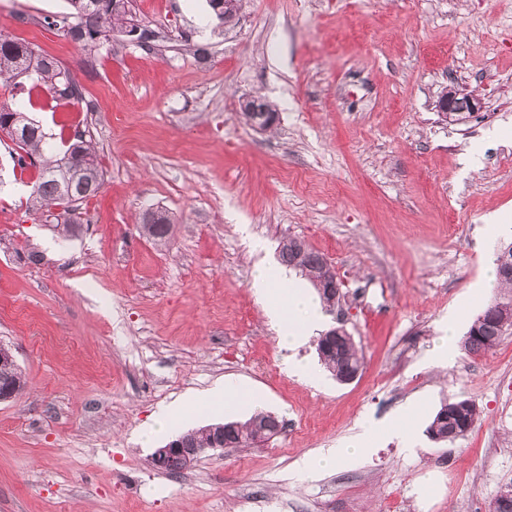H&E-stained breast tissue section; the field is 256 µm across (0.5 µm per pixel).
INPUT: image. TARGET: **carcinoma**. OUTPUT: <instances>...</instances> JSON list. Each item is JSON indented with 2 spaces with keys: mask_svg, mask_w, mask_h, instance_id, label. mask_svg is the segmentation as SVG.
<instances>
[{
  "mask_svg": "<svg viewBox=\"0 0 512 512\" xmlns=\"http://www.w3.org/2000/svg\"><path fill=\"white\" fill-rule=\"evenodd\" d=\"M68 12L44 19L47 28L65 32L74 25L72 40L86 48L95 47L112 34L119 33L137 20L132 0H67ZM0 88L43 94L42 106L54 109L61 105L84 102L79 83L58 62L33 44L0 34ZM18 134L14 164L21 169L37 171L31 197L33 209L45 214L64 207L65 216L54 218L51 228L62 237H74L82 230L81 209L95 197L102 185L103 169L96 143L89 128L77 123V137L68 141L47 133L25 112L0 103V131L7 124ZM159 219L147 223L142 216L145 234L160 244L169 242L172 234L170 217L160 211ZM282 264L296 268L309 279L324 307H329L330 287L336 285V274L327 259L296 238L280 242ZM496 274L505 292L490 301L466 332L464 347L473 353L489 352L503 337L512 335V242L502 245L496 254ZM318 355L325 368L342 382L363 366V355L353 340L337 336L318 339ZM26 380L14 362L0 365V386L18 395ZM478 421L476 405L469 399L444 403L428 426L427 433L436 442H452L472 430ZM283 429V421L267 412H259L248 421L216 423L191 429L180 438L190 446L210 447L221 440L224 447L247 448L269 440Z\"/></svg>",
  "mask_w": 512,
  "mask_h": 512,
  "instance_id": "carcinoma-1",
  "label": "carcinoma"
}]
</instances>
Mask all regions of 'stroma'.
Wrapping results in <instances>:
<instances>
[{"mask_svg": "<svg viewBox=\"0 0 512 512\" xmlns=\"http://www.w3.org/2000/svg\"><path fill=\"white\" fill-rule=\"evenodd\" d=\"M133 8L151 48L115 36L89 55L43 25L65 0H0V33L39 46L95 105L103 169L67 240L0 138V342L27 381L0 402V512H488L512 481V335L431 359L448 311L465 336L498 292L479 283L504 241L486 225H512V0H243L228 24L207 0ZM449 86L482 100L467 125L436 110ZM247 96L274 106L273 129L245 123ZM0 102L53 134L82 113L1 89ZM150 207L173 221L168 245L142 231ZM288 237L334 268L327 324L364 353L351 383L312 341L299 354L314 380L287 371L252 280ZM219 384L254 388L283 431L177 476L155 468L139 431ZM452 399L478 422L433 441ZM410 404L409 437L300 473Z\"/></svg>", "mask_w": 512, "mask_h": 512, "instance_id": "1", "label": "stroma"}]
</instances>
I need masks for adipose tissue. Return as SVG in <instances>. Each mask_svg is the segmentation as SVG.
<instances>
[{
    "mask_svg": "<svg viewBox=\"0 0 512 512\" xmlns=\"http://www.w3.org/2000/svg\"><path fill=\"white\" fill-rule=\"evenodd\" d=\"M256 294L267 303L268 314L279 326V343L283 348L295 349L305 343L322 321V310L314 296L288 275L287 271L259 267L253 277ZM375 431L364 426L362 433L342 448H330L316 457L302 461V470L312 475L318 471L357 459L364 452Z\"/></svg>",
    "mask_w": 512,
    "mask_h": 512,
    "instance_id": "adipose-tissue-1",
    "label": "adipose tissue"
}]
</instances>
